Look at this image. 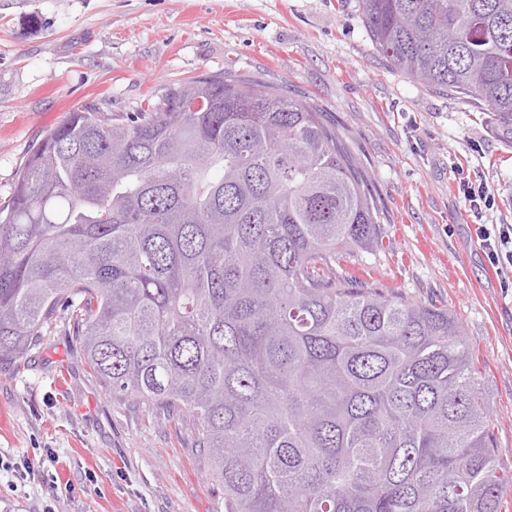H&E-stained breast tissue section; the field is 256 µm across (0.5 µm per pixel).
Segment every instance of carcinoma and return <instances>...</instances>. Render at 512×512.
Returning <instances> with one entry per match:
<instances>
[{
    "mask_svg": "<svg viewBox=\"0 0 512 512\" xmlns=\"http://www.w3.org/2000/svg\"><path fill=\"white\" fill-rule=\"evenodd\" d=\"M407 78L512 144V0H361ZM384 249L311 103L233 73L73 109L0 208V359L59 321L114 393L182 415L226 512H502L484 377L448 308L337 267Z\"/></svg>",
    "mask_w": 512,
    "mask_h": 512,
    "instance_id": "carcinoma-1",
    "label": "carcinoma"
}]
</instances>
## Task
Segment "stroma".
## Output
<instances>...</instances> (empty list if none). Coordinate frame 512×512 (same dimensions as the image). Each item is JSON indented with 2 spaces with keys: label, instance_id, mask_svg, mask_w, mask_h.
<instances>
[{
  "label": "stroma",
  "instance_id": "obj_1",
  "mask_svg": "<svg viewBox=\"0 0 512 512\" xmlns=\"http://www.w3.org/2000/svg\"><path fill=\"white\" fill-rule=\"evenodd\" d=\"M233 72L313 103L368 173L382 251L341 266L452 311L473 347L512 465V288L476 228L512 225V147L467 99L389 66L360 0H0V206L69 111L130 116L165 86ZM487 185L492 209L465 201ZM0 512H225L181 419L113 396L69 331L0 360Z\"/></svg>",
  "mask_w": 512,
  "mask_h": 512
}]
</instances>
